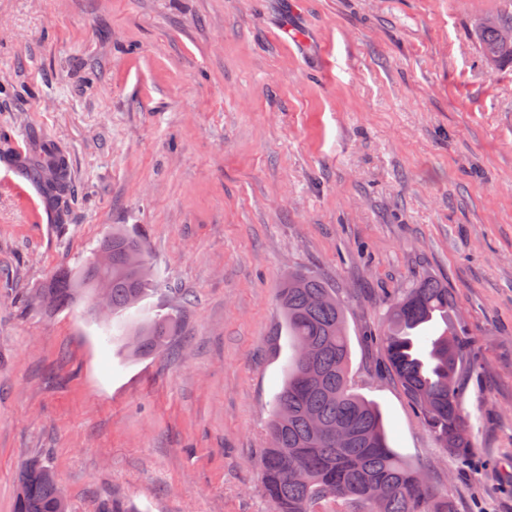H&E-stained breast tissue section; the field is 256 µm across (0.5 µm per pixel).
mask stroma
<instances>
[{
    "mask_svg": "<svg viewBox=\"0 0 512 512\" xmlns=\"http://www.w3.org/2000/svg\"><path fill=\"white\" fill-rule=\"evenodd\" d=\"M488 0H0V512L30 458L72 512H269L257 462L290 350L278 289L347 311L349 385L454 512H512V67L481 57ZM66 156L61 213L7 157ZM145 241L131 361L115 321L28 293L112 226ZM448 284L474 340L471 454L424 427L381 345L390 300ZM178 318L174 313L157 314L134 328L124 339L132 357H147L162 352L178 336Z\"/></svg>",
    "mask_w": 512,
    "mask_h": 512,
    "instance_id": "obj_1",
    "label": "stroma"
}]
</instances>
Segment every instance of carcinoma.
Returning a JSON list of instances; mask_svg holds the SVG:
<instances>
[{
    "label": "carcinoma",
    "instance_id": "1",
    "mask_svg": "<svg viewBox=\"0 0 512 512\" xmlns=\"http://www.w3.org/2000/svg\"><path fill=\"white\" fill-rule=\"evenodd\" d=\"M471 34L486 61L512 66V0H494L472 21ZM61 156L54 152L39 177L63 197L70 186ZM98 251L112 253V261L100 265L93 252L75 268H60L32 300L49 313L62 312L103 288L112 314L137 307L154 282L143 241L116 227ZM279 304L292 355L259 457L270 512H453L448 498L389 446L379 407L351 391L346 314L333 289L310 271L291 272L279 288ZM431 323L442 329L428 336L424 328ZM177 335V315L158 314L132 328L124 346L132 357L152 356ZM381 345L423 424L449 453L468 456L470 415L460 380L471 340L458 325L448 285L425 279L392 302ZM14 509L70 512V505L60 499L54 471L32 460L20 473Z\"/></svg>",
    "mask_w": 512,
    "mask_h": 512
}]
</instances>
